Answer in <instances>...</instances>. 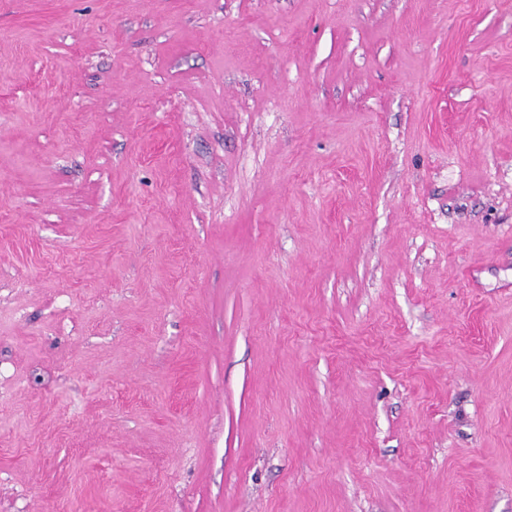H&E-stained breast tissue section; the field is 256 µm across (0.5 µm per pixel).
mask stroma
Masks as SVG:
<instances>
[{
	"label": "stroma",
	"instance_id": "stroma-1",
	"mask_svg": "<svg viewBox=\"0 0 512 512\" xmlns=\"http://www.w3.org/2000/svg\"><path fill=\"white\" fill-rule=\"evenodd\" d=\"M0 512H512V0H0Z\"/></svg>",
	"mask_w": 512,
	"mask_h": 512
}]
</instances>
